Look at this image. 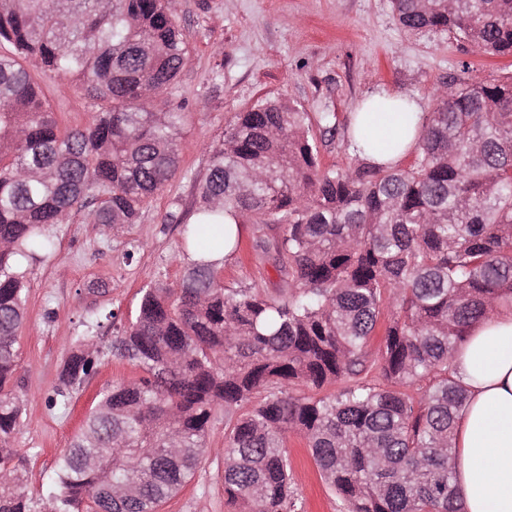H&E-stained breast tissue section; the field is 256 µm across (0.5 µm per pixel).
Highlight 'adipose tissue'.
Returning a JSON list of instances; mask_svg holds the SVG:
<instances>
[{
    "label": "adipose tissue",
    "mask_w": 512,
    "mask_h": 512,
    "mask_svg": "<svg viewBox=\"0 0 512 512\" xmlns=\"http://www.w3.org/2000/svg\"><path fill=\"white\" fill-rule=\"evenodd\" d=\"M422 117L408 96L373 93L351 117V151L372 164L398 162L412 151ZM452 365L468 394L453 431L465 512H512V303L471 326Z\"/></svg>",
    "instance_id": "ef3b65f1"
}]
</instances>
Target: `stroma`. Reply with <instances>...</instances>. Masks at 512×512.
Wrapping results in <instances>:
<instances>
[{"mask_svg": "<svg viewBox=\"0 0 512 512\" xmlns=\"http://www.w3.org/2000/svg\"><path fill=\"white\" fill-rule=\"evenodd\" d=\"M189 50L164 109L182 108L190 121L180 139V170L154 194L137 223L113 229L74 217L55 230L57 252L28 276L27 320L18 337L16 390L25 401V429L13 440L25 461L26 490L39 500L55 477L64 448L79 433L99 392L138 376L136 366L109 360L73 397L67 413L48 405L74 337L97 332L109 343L111 329L94 328L96 309L132 317L140 291L176 286L185 273L181 224L195 214V182L203 177L209 147L224 138L235 113L263 99H286L308 112H334L348 122L361 102L379 89L416 99L430 111L434 89L461 68L486 82L512 71V57L461 48L446 34L408 32L395 21L390 0H174ZM32 75L62 125L80 126L92 112L84 92L62 89L58 79ZM246 223L240 250L221 266L226 286L287 287L269 254L254 246ZM224 423L209 432L202 469L158 512H233L224 498ZM291 482L304 512H344L322 481L305 441L289 436Z\"/></svg>", "mask_w": 512, "mask_h": 512, "instance_id": "obj_1", "label": "stroma"}]
</instances>
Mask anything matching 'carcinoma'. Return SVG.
<instances>
[{
	"label": "carcinoma",
	"instance_id": "cac0c4a2",
	"mask_svg": "<svg viewBox=\"0 0 512 512\" xmlns=\"http://www.w3.org/2000/svg\"><path fill=\"white\" fill-rule=\"evenodd\" d=\"M409 31L512 55V0H391ZM0 512H155L201 467L224 411V497L235 512H299L288 435L302 437L345 512H464L454 423L466 390L452 358L468 327L512 300V74L442 82L413 161L323 168L334 112L284 99L238 112L209 150L175 288L141 289L135 316L78 336L49 406L66 412L104 358L141 376L99 393L39 510L11 442L29 266L76 214L133 224L176 174L185 113L157 108L187 61L172 0H0ZM83 90L91 120L60 129L25 63ZM319 134H314V130ZM275 232L274 293L224 285L205 259L224 214ZM391 319L374 354L381 314ZM302 383L323 396L296 397Z\"/></svg>",
	"mask_w": 512,
	"mask_h": 512
}]
</instances>
